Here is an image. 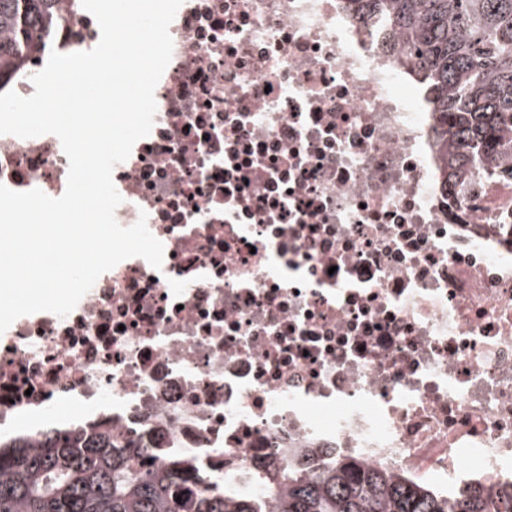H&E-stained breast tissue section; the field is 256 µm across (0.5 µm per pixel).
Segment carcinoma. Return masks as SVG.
<instances>
[{"label":"carcinoma","mask_w":512,"mask_h":512,"mask_svg":"<svg viewBox=\"0 0 512 512\" xmlns=\"http://www.w3.org/2000/svg\"><path fill=\"white\" fill-rule=\"evenodd\" d=\"M370 17L388 12L409 54L425 62L441 134L451 136L447 177L467 178L481 158H497L492 177L512 178V0H351ZM59 0H0V86L62 27ZM131 458L127 444L99 428H47L0 438V512H266L252 497L195 471L186 460ZM287 491L274 512H485V493L457 489L453 499L404 475L354 458L333 467H285ZM181 501H176V497Z\"/></svg>","instance_id":"cac0c4a2"}]
</instances>
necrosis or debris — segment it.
<instances>
[{
	"instance_id": "obj_1",
	"label": "necrosis or debris",
	"mask_w": 512,
	"mask_h": 512,
	"mask_svg": "<svg viewBox=\"0 0 512 512\" xmlns=\"http://www.w3.org/2000/svg\"><path fill=\"white\" fill-rule=\"evenodd\" d=\"M13 74L100 29L68 10ZM117 221L164 245L0 336V435L54 410L274 503L270 465L346 457L512 493V181L455 185L420 65L349 0H184ZM59 138L0 135V185L63 195Z\"/></svg>"
}]
</instances>
